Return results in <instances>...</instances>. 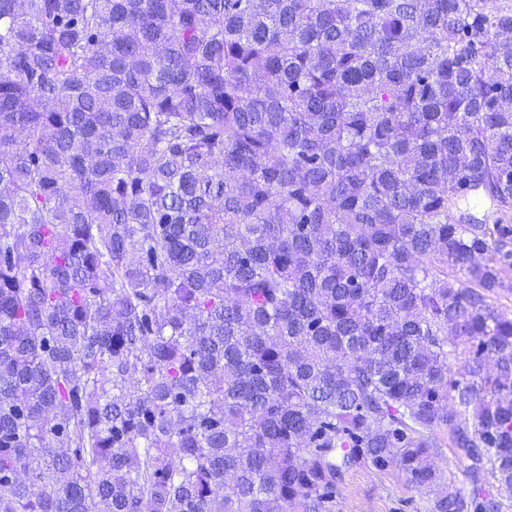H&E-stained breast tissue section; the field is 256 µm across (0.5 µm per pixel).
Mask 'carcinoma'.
I'll return each instance as SVG.
<instances>
[{
	"label": "carcinoma",
	"mask_w": 512,
	"mask_h": 512,
	"mask_svg": "<svg viewBox=\"0 0 512 512\" xmlns=\"http://www.w3.org/2000/svg\"><path fill=\"white\" fill-rule=\"evenodd\" d=\"M511 269L512 5L0 0V512H502ZM426 497L395 467L384 471L357 465L344 472L335 512H429Z\"/></svg>",
	"instance_id": "obj_1"
}]
</instances>
